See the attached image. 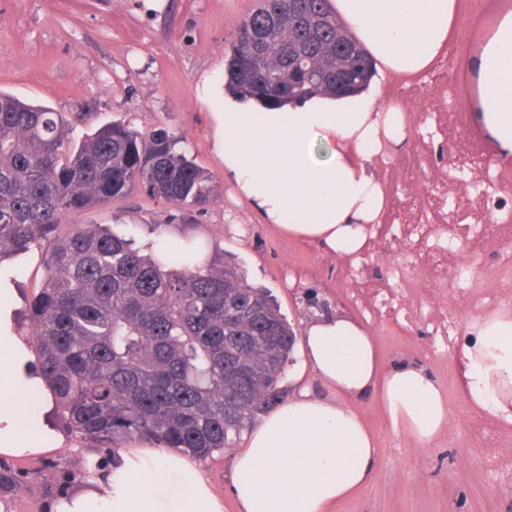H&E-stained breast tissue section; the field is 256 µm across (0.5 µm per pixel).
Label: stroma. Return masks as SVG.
I'll list each match as a JSON object with an SVG mask.
<instances>
[{
	"label": "stroma",
	"instance_id": "35a3bbf8",
	"mask_svg": "<svg viewBox=\"0 0 512 512\" xmlns=\"http://www.w3.org/2000/svg\"><path fill=\"white\" fill-rule=\"evenodd\" d=\"M257 0H0V92L48 106L67 117L92 113L90 125L128 120L141 132L159 127L187 137L190 154L211 176L217 196L207 210L189 211L161 199L136 194L118 205H104L65 216L68 224H102L134 233L139 245L155 238L204 242L209 257L235 264L253 286L266 289L292 325L304 316L305 289L344 305L375 337L384 361L408 358L423 364L443 388L450 409L447 431L419 446L396 431L374 398L360 410L380 453L369 485L339 504L335 512H512V427L470 408L455 382L456 352L444 348L422 323L391 329L348 297L343 258L319 253L281 235L224 178V164L213 152L210 112L220 107L224 61L238 24ZM512 0H459L460 22L448 59L411 81H382L390 101L407 95L403 113L406 143L387 149L375 161L389 197L383 221L395 223L407 198L424 196V215L433 217L435 176L456 173L467 158V191L458 202L464 224L507 223L512 218V165L496 166V148L475 118L476 74L468 67L478 54L480 33ZM13 272L20 297L39 287V250L0 264ZM402 272L405 287L420 280L418 260L400 254L383 238L364 277L379 281ZM448 274L459 285L477 279L496 285L490 260L468 249L448 255ZM489 429L495 443L484 444ZM60 459L68 473L48 469L47 457L15 459L22 485L6 495L9 512H52L64 493L74 490L71 474L86 473L110 457L72 430H65ZM201 469L224 512H238L230 487L232 452L215 454Z\"/></svg>",
	"mask_w": 512,
	"mask_h": 512
}]
</instances>
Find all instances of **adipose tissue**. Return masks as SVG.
I'll return each instance as SVG.
<instances>
[{
  "label": "adipose tissue",
  "instance_id": "adipose-tissue-1",
  "mask_svg": "<svg viewBox=\"0 0 512 512\" xmlns=\"http://www.w3.org/2000/svg\"><path fill=\"white\" fill-rule=\"evenodd\" d=\"M330 6L384 78H415L443 56L458 0H331ZM476 117L500 159L512 158V10L484 37L475 62ZM212 147L247 203L289 239L350 257L388 205L374 159L406 137L400 108L380 91L314 96L287 111L223 95ZM16 288L0 270V455L28 458L63 444L34 348L14 335ZM298 347L331 398L300 387L251 430L232 459L231 493L241 512H331L370 481L379 454L359 403L378 399L392 424L426 445L450 423L438 381L411 359L384 362L374 336L346 314L303 324ZM469 407L512 424V308L472 317L457 358ZM56 512H224V500L187 456L150 446L118 452Z\"/></svg>",
  "mask_w": 512,
  "mask_h": 512
}]
</instances>
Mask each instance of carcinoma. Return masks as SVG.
<instances>
[{
  "label": "carcinoma",
  "instance_id": "cac0c4a2",
  "mask_svg": "<svg viewBox=\"0 0 512 512\" xmlns=\"http://www.w3.org/2000/svg\"><path fill=\"white\" fill-rule=\"evenodd\" d=\"M372 76L330 0H259L224 64L229 92L274 106L354 93ZM136 191L195 210L216 197L165 127L114 121L78 139L62 113L0 93V262L44 256L26 310L61 420L108 450L137 437L205 460L284 401L296 335L230 262L192 266L173 246L143 254L101 224L59 231L63 216ZM20 485L0 463V494Z\"/></svg>",
  "mask_w": 512,
  "mask_h": 512
}]
</instances>
